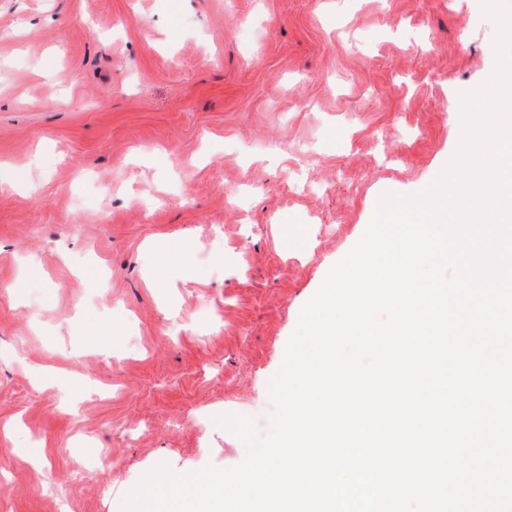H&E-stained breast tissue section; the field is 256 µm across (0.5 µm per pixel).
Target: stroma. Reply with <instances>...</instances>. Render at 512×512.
<instances>
[{"mask_svg":"<svg viewBox=\"0 0 512 512\" xmlns=\"http://www.w3.org/2000/svg\"><path fill=\"white\" fill-rule=\"evenodd\" d=\"M496 33L480 0H0V512L241 463L215 416L271 415L301 308L455 154Z\"/></svg>","mask_w":512,"mask_h":512,"instance_id":"35a3bbf8","label":"stroma"}]
</instances>
